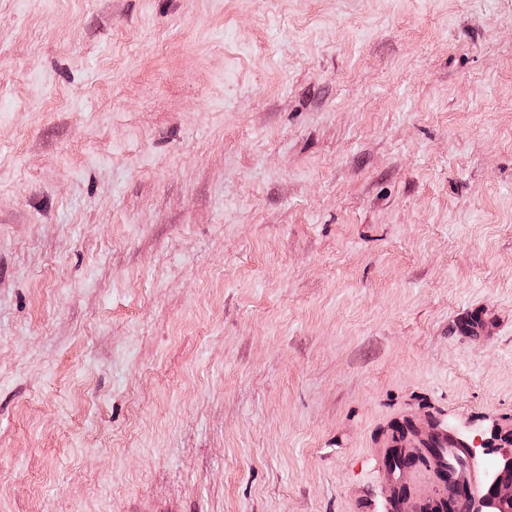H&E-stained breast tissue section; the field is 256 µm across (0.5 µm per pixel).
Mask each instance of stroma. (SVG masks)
<instances>
[{
	"label": "stroma",
	"instance_id": "35a3bbf8",
	"mask_svg": "<svg viewBox=\"0 0 512 512\" xmlns=\"http://www.w3.org/2000/svg\"><path fill=\"white\" fill-rule=\"evenodd\" d=\"M512 431V0H0V512H359ZM430 440L435 443V448L440 451L436 452V456L432 458V462L428 461L426 469L428 471L422 473L419 481H425L432 476L439 482L444 483L438 476L437 466L434 464L448 462V455L455 461L452 465L451 479L452 481H462L469 484L475 481V476L471 469L466 465V450L464 441L452 430L448 429V417L445 414H435L430 423Z\"/></svg>",
	"mask_w": 512,
	"mask_h": 512
}]
</instances>
